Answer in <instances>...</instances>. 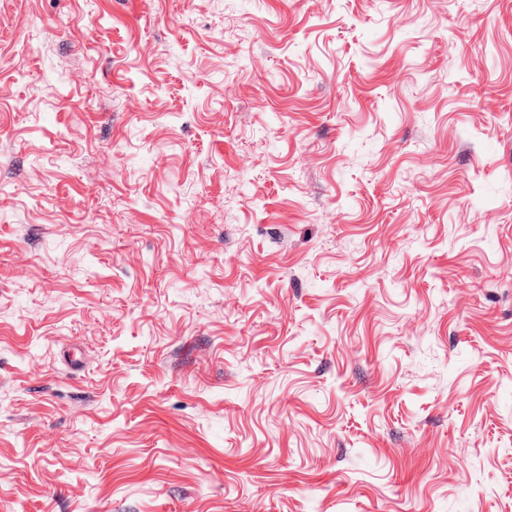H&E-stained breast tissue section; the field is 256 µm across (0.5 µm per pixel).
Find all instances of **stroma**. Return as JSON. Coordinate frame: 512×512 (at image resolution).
I'll use <instances>...</instances> for the list:
<instances>
[{
	"instance_id": "35a3bbf8",
	"label": "stroma",
	"mask_w": 512,
	"mask_h": 512,
	"mask_svg": "<svg viewBox=\"0 0 512 512\" xmlns=\"http://www.w3.org/2000/svg\"><path fill=\"white\" fill-rule=\"evenodd\" d=\"M0 512H512V0H0Z\"/></svg>"
}]
</instances>
